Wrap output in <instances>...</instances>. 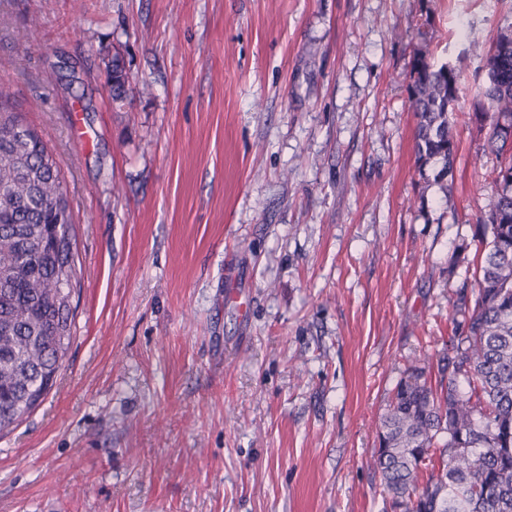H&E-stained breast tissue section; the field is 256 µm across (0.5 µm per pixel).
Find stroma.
Here are the masks:
<instances>
[{"mask_svg":"<svg viewBox=\"0 0 512 512\" xmlns=\"http://www.w3.org/2000/svg\"><path fill=\"white\" fill-rule=\"evenodd\" d=\"M510 24L512 0H0V89L83 270L65 368L0 436V512H385L380 419L453 333L496 161L475 121L446 186L420 169L410 61L472 97L469 40Z\"/></svg>","mask_w":512,"mask_h":512,"instance_id":"stroma-1","label":"stroma"}]
</instances>
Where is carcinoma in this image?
<instances>
[{
    "label": "carcinoma",
    "instance_id": "carcinoma-1",
    "mask_svg": "<svg viewBox=\"0 0 512 512\" xmlns=\"http://www.w3.org/2000/svg\"><path fill=\"white\" fill-rule=\"evenodd\" d=\"M485 81L488 144L512 137V25L490 46ZM460 67L414 52L407 105L418 117L419 167L439 163L442 183L467 115ZM494 200L478 217L473 289L457 292L455 334L428 378V356L409 367L382 416L373 466L390 512H512V156L486 173ZM70 200L59 166L38 132L0 97V434L14 429L64 368L80 286Z\"/></svg>",
    "mask_w": 512,
    "mask_h": 512
}]
</instances>
